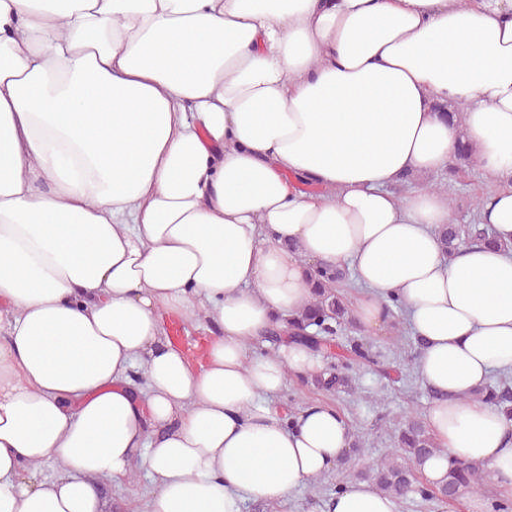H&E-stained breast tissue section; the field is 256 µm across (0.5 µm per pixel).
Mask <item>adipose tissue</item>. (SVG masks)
<instances>
[{
    "mask_svg": "<svg viewBox=\"0 0 512 512\" xmlns=\"http://www.w3.org/2000/svg\"><path fill=\"white\" fill-rule=\"evenodd\" d=\"M461 131L512 244V0H0V512H112L139 470L146 512H241L332 472L347 419L279 398L320 367L287 336L311 264L422 340L427 480L456 458L512 495V420L470 399L512 372V251L444 256L447 193L394 191ZM166 313L211 319L197 359ZM394 508L353 482L325 512Z\"/></svg>",
    "mask_w": 512,
    "mask_h": 512,
    "instance_id": "adipose-tissue-1",
    "label": "adipose tissue"
}]
</instances>
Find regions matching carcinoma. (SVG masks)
Returning a JSON list of instances; mask_svg holds the SVG:
<instances>
[{"instance_id":"cac0c4a2","label":"carcinoma","mask_w":512,"mask_h":512,"mask_svg":"<svg viewBox=\"0 0 512 512\" xmlns=\"http://www.w3.org/2000/svg\"><path fill=\"white\" fill-rule=\"evenodd\" d=\"M459 146L455 163L448 168V177H454L459 169L474 162L475 147L464 134H458ZM440 243L446 256H453L463 244L485 245L491 248L509 250L512 247L502 243L488 224L473 217L467 224L452 222L443 225ZM348 280V273L335 267H325L311 273L309 287L312 301L309 306L288 320L289 331L304 346L320 351L332 336L346 326L355 327L352 310L336 289ZM372 367L385 371L372 346L366 342H353L347 348V355L336 360L329 370L316 374L311 384L325 393L346 392L351 388L353 373L358 366ZM473 401L494 406L512 417V376L504 374L484 385ZM440 451L425 422L416 412L403 418L395 436L394 448L390 449L369 469L368 478L388 497L400 501L417 496L423 501L434 499L454 502L467 491L476 492L487 478V471L481 464L448 460L447 481L434 486L419 479L425 460Z\"/></svg>"}]
</instances>
